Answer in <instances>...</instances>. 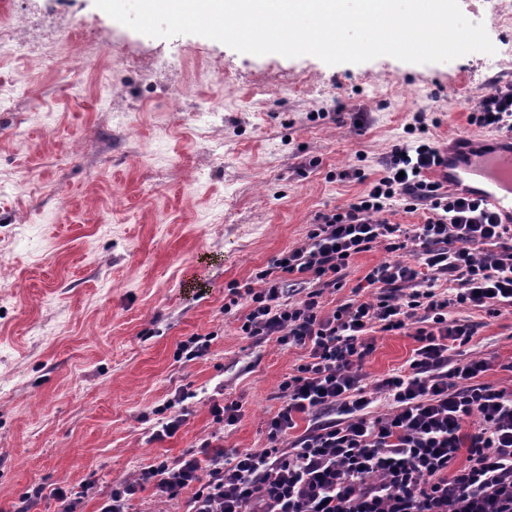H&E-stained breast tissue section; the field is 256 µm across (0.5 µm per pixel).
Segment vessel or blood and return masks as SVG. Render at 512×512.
I'll list each match as a JSON object with an SVG mask.
<instances>
[{"instance_id":"obj_1","label":"vessel or blood","mask_w":512,"mask_h":512,"mask_svg":"<svg viewBox=\"0 0 512 512\" xmlns=\"http://www.w3.org/2000/svg\"><path fill=\"white\" fill-rule=\"evenodd\" d=\"M448 163L432 171L449 185L467 187L472 199L512 223V138L485 140L461 130L451 137Z\"/></svg>"}]
</instances>
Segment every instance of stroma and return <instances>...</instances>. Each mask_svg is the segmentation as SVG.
Here are the masks:
<instances>
[{"instance_id":"stroma-1","label":"stroma","mask_w":512,"mask_h":512,"mask_svg":"<svg viewBox=\"0 0 512 512\" xmlns=\"http://www.w3.org/2000/svg\"><path fill=\"white\" fill-rule=\"evenodd\" d=\"M29 9L58 33L51 58L82 75L0 64V85L24 84L0 110V512L38 484L47 494L32 512H61L54 488L98 512L113 484L202 440L268 447L279 384L304 352L242 335L247 305L225 311L230 289L256 285L318 213L357 198L351 171L377 176L416 113L446 145L470 104L512 83V63L256 56L143 35L94 0H5L0 26ZM396 257L357 255L326 302ZM455 315L476 329L468 349L490 358L487 381L511 388L512 309ZM197 336L205 356L182 357ZM374 343L371 379L416 346L406 332ZM219 391L241 405L235 426L210 411ZM171 415L180 429L154 439Z\"/></svg>"}]
</instances>
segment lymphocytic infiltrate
Returning a JSON list of instances; mask_svg holds the SVG:
<instances>
[{"instance_id": "lymphocytic-infiltrate-1", "label": "lymphocytic infiltrate", "mask_w": 512, "mask_h": 512, "mask_svg": "<svg viewBox=\"0 0 512 512\" xmlns=\"http://www.w3.org/2000/svg\"><path fill=\"white\" fill-rule=\"evenodd\" d=\"M468 121L511 136L512 84L492 88ZM441 161L431 143L396 145L355 201L316 215L307 244L258 273L259 287L231 289L225 310L250 303L243 335L305 352L279 385L270 447L203 441L113 486L100 512H132L149 482L184 498L185 512H512V389L485 381L489 360L462 351L475 328L452 315L512 307V224L429 179ZM399 206L425 210L424 223L391 222ZM380 245L412 259L378 264L364 278L370 296L326 309L353 258ZM290 276L311 286L295 301ZM406 330L417 342L407 367L366 381L373 333ZM381 399L387 412L373 411Z\"/></svg>"}]
</instances>
